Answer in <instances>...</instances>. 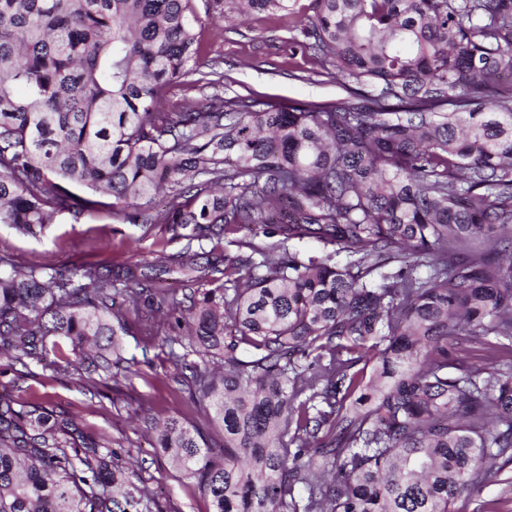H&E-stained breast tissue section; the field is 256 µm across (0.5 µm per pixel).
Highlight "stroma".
Returning <instances> with one entry per match:
<instances>
[{"label": "stroma", "mask_w": 512, "mask_h": 512, "mask_svg": "<svg viewBox=\"0 0 512 512\" xmlns=\"http://www.w3.org/2000/svg\"><path fill=\"white\" fill-rule=\"evenodd\" d=\"M197 10L202 39L199 63L204 68L221 63L225 97L252 94L277 105L324 104L345 98L330 65L289 51L291 16L241 17L234 0H223L218 7L212 0H197ZM216 22L223 25V34H213ZM132 240L138 243L140 257L149 260L161 251L177 252L185 244L180 233L161 226L145 231L105 206L76 219L60 214L37 240L0 225V250L24 265L121 266L131 260L127 244ZM123 348L131 375L93 393L75 378L33 365L25 368L3 357L0 383H15L21 401L69 411L87 433L110 439L135 464L140 487L162 512H208L209 501L156 448L148 421L179 416L210 439L219 437L218 426L196 412L192 392L178 384L180 371L162 348L160 337L135 331L124 337Z\"/></svg>", "instance_id": "35a3bbf8"}]
</instances>
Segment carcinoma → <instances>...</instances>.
<instances>
[{
  "instance_id": "carcinoma-1",
  "label": "carcinoma",
  "mask_w": 512,
  "mask_h": 512,
  "mask_svg": "<svg viewBox=\"0 0 512 512\" xmlns=\"http://www.w3.org/2000/svg\"><path fill=\"white\" fill-rule=\"evenodd\" d=\"M311 9L290 48L347 98L195 105L165 92L223 83L195 66L196 0H0V224L37 239L97 209L88 190L148 231L191 229L117 268L0 252V357L105 384L122 309L145 302L223 431L214 456L196 426L153 423L210 512H453L512 483V0ZM175 274L200 287L153 290ZM487 336L483 360L452 356ZM133 476L72 415L0 392V512H153Z\"/></svg>"
}]
</instances>
